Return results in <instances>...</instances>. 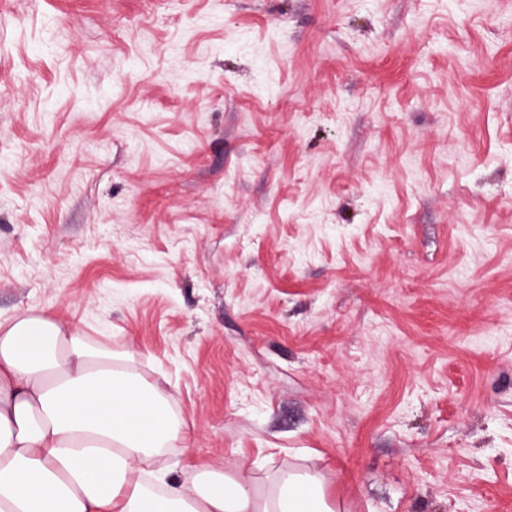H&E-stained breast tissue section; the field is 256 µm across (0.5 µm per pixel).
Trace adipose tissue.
Returning <instances> with one entry per match:
<instances>
[{
    "instance_id": "obj_1",
    "label": "adipose tissue",
    "mask_w": 512,
    "mask_h": 512,
    "mask_svg": "<svg viewBox=\"0 0 512 512\" xmlns=\"http://www.w3.org/2000/svg\"><path fill=\"white\" fill-rule=\"evenodd\" d=\"M170 394L48 312L0 322V512H336L320 475L268 492L161 459L186 440Z\"/></svg>"
}]
</instances>
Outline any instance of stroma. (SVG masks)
<instances>
[{
	"label": "stroma",
	"mask_w": 512,
	"mask_h": 512,
	"mask_svg": "<svg viewBox=\"0 0 512 512\" xmlns=\"http://www.w3.org/2000/svg\"><path fill=\"white\" fill-rule=\"evenodd\" d=\"M44 309L184 471L512 512V0H0V321Z\"/></svg>",
	"instance_id": "35a3bbf8"
}]
</instances>
